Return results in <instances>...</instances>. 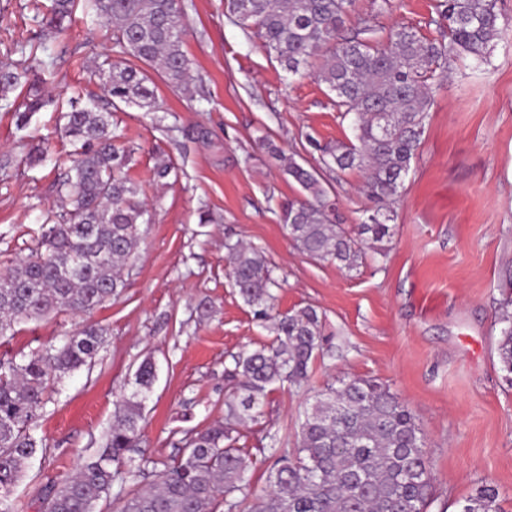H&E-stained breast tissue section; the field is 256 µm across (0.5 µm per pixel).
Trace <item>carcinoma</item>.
<instances>
[{
	"mask_svg": "<svg viewBox=\"0 0 512 512\" xmlns=\"http://www.w3.org/2000/svg\"><path fill=\"white\" fill-rule=\"evenodd\" d=\"M81 0H52L42 36L73 21ZM354 0H224V13L248 37L260 41L290 76L312 74L334 94L342 117L351 118L354 140L321 149L322 160L339 171L366 174L362 190L372 213L353 233L337 222L334 204L315 168L299 164L271 142L268 153L302 189V197L280 206L294 244L308 256L355 269L367 252L387 255L395 235L392 205L425 134L436 93L451 61L488 63L500 37L496 0H437L436 23L447 41L429 40L412 28L386 34L363 21L351 36L344 24ZM105 22L112 60L98 66L112 101L157 108L154 77L169 88L186 87L191 63L182 50L183 0H87ZM25 42L13 43L21 59L0 64V99L32 71ZM45 101L27 90L23 118ZM62 135L73 146L66 205L49 217L36 247L18 263L0 269V339L15 326L51 314H87L126 287L124 271L138 257L147 205L124 172L129 152L116 145L112 113L95 106L63 113ZM234 287L255 315L273 322L275 341L235 359L236 383L225 395L226 423L191 434L172 463L140 451L145 402L157 373L143 360L130 393L117 401L104 447L60 484L38 490L45 512H96L112 499L115 512H429L433 477L426 438L411 411L390 388L375 380L342 378L316 392L299 416L293 448L270 439L273 467L269 490L254 496L251 462L231 439V422L254 418L269 387L302 386L316 353L323 349V324L316 309L274 311L266 256L241 242L228 245ZM504 288L496 353L512 375V266L500 277ZM105 329L87 323L56 346L19 358L0 357V512H23L10 500L43 439L37 419L49 402L50 383L92 363ZM153 480L137 489L142 475ZM460 512H504L496 485L485 482Z\"/></svg>",
	"mask_w": 512,
	"mask_h": 512,
	"instance_id": "carcinoma-1",
	"label": "carcinoma"
}]
</instances>
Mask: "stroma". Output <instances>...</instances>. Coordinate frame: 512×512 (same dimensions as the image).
I'll return each instance as SVG.
<instances>
[{
    "label": "stroma",
    "instance_id": "1",
    "mask_svg": "<svg viewBox=\"0 0 512 512\" xmlns=\"http://www.w3.org/2000/svg\"><path fill=\"white\" fill-rule=\"evenodd\" d=\"M435 0H393L378 11L355 0L346 31L368 18L383 30L406 26L430 39ZM183 49L193 62L186 92L158 84L161 111L118 105L113 128L130 149L128 175L152 220L119 296L89 321L107 337L90 367L62 377L38 422L37 452L12 497L43 512L39 487L63 482L102 447L116 399L138 365L152 359L157 381L145 403L143 451L169 462L188 430L224 418L228 370L236 356L273 342L229 275L227 241L260 248L277 281L276 308L317 309L328 335L307 388L272 386L260 412L231 436L252 462L255 492L269 486L270 433L295 435L312 392L340 378L388 385L422 428L432 465L429 512H459L478 486L495 484L512 512V383L495 352L502 292L512 264V0H497L501 37L487 65L453 64L437 93L419 154L394 206L395 236L383 262L354 270L300 251L279 220V204L300 186L261 146L271 139L315 167L343 223L370 208L364 175L323 165L314 143L348 141L334 96L314 77L289 78L259 41L224 15V0H185ZM51 0H0V57L38 35ZM112 53L101 18L77 12L34 66L45 107L18 126L0 100V266L35 247L58 204L70 145L56 132L71 102L107 106L93 71ZM47 150L38 164L29 156ZM173 171L157 180L160 163ZM211 220L200 223V212ZM80 323L65 313L20 324L1 355L61 343Z\"/></svg>",
    "mask_w": 512,
    "mask_h": 512
}]
</instances>
